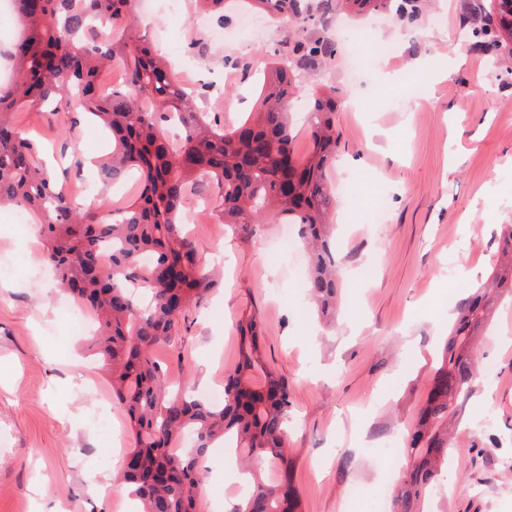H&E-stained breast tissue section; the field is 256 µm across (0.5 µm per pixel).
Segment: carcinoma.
<instances>
[{
	"instance_id": "carcinoma-1",
	"label": "carcinoma",
	"mask_w": 512,
	"mask_h": 512,
	"mask_svg": "<svg viewBox=\"0 0 512 512\" xmlns=\"http://www.w3.org/2000/svg\"><path fill=\"white\" fill-rule=\"evenodd\" d=\"M423 0H319L326 12L342 5L359 10L394 9L417 21ZM240 7L274 23L303 26L313 17L311 0H237ZM25 32L13 51L17 80L0 91V207L35 216L45 241L44 258L57 285L96 314L93 344L112 379V393L127 408L133 448L121 471V485L141 503L140 512H198L204 481L200 459L218 441L232 440L242 451L250 488L233 512H301V499L288 480L286 429L290 415L288 379L271 369L259 346L260 324L250 315L240 325L237 365L225 374L224 403L214 406L193 391L173 392L153 359L156 346L177 334L179 318L216 287L217 274L198 259L199 246L177 220L187 192L207 178L217 192L216 216L224 224H258L270 218L300 225L309 259L308 296L320 314L336 321L340 285L331 224L336 197L327 174L339 133L334 101L325 94L306 97L310 151L294 152L289 105L301 96L300 73L334 54L326 34L304 33L288 50L272 54L256 84L252 112L227 130L198 111L195 93L133 35V0H14ZM497 22L472 31L475 45L496 49L512 39V0H491ZM110 31L108 41L87 33ZM117 63L126 81L101 92L103 69ZM78 93L77 111L100 119L115 148L102 167L107 181L134 169L140 175L135 197L114 217L76 204L40 161L41 145L13 125L12 114L38 111ZM111 255L108 266L100 261ZM149 252L145 269L139 255ZM502 262L491 278L457 309L430 380L416 423L408 430L406 469L393 512H425L427 492L448 476L453 431L466 400L479 389L480 352L476 340L495 318L502 297L512 300V225L499 237ZM145 285L151 304L141 308L132 289ZM263 385L254 388V376ZM188 431L195 443L175 451ZM276 462L280 477L263 476L261 463Z\"/></svg>"
}]
</instances>
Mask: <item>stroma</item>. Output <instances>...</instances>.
<instances>
[{
    "instance_id": "stroma-1",
    "label": "stroma",
    "mask_w": 512,
    "mask_h": 512,
    "mask_svg": "<svg viewBox=\"0 0 512 512\" xmlns=\"http://www.w3.org/2000/svg\"><path fill=\"white\" fill-rule=\"evenodd\" d=\"M475 0H435L429 19L407 24L384 12L336 14L337 45L374 27L398 42L394 57L361 58L359 80L344 73L343 55L305 78V91L332 93L340 146L331 176L337 186L336 250L343 288L335 327L321 323L294 256L281 248L282 226L222 223L213 198L189 195L184 212L203 266L224 269L223 283L188 314L155 359L172 387H220L239 359L237 323L261 321L267 363L287 377L292 402L288 446L302 512H373L389 472L406 462L402 430L412 425L436 368L435 351L457 306L484 283L497 260L500 228L512 224V52L485 53L458 38L481 25ZM181 7L141 12L136 27L175 66L183 82L199 78L181 48L200 41ZM285 33L242 38L212 48L204 70L219 73L235 57L267 66ZM252 78L240 75L224 97L206 93L202 111L235 126L247 111ZM62 165L82 163L69 192L98 200L93 163L110 144L88 120L64 112L15 115ZM72 124L67 141L56 130ZM389 192L384 216L373 211L378 188ZM35 218L14 221L0 209V512H134L113 485L131 448L126 412L112 382L91 356L90 336L69 333L64 311L74 303L54 286L42 261ZM494 335L480 349L497 375L464 406L467 423L491 417L499 445L459 430L449 474L452 491L435 490L432 512H512V304H502ZM201 512H228L237 470L223 448L202 460ZM362 497L351 504L350 487Z\"/></svg>"
}]
</instances>
